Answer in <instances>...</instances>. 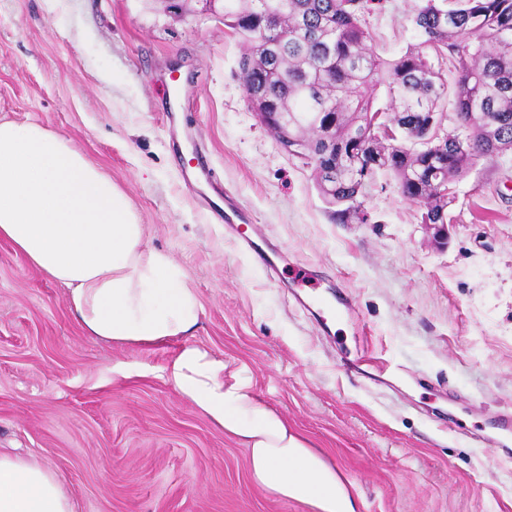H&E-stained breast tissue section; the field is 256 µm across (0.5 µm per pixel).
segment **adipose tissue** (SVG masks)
Returning a JSON list of instances; mask_svg holds the SVG:
<instances>
[{
  "label": "adipose tissue",
  "instance_id": "1",
  "mask_svg": "<svg viewBox=\"0 0 512 512\" xmlns=\"http://www.w3.org/2000/svg\"><path fill=\"white\" fill-rule=\"evenodd\" d=\"M0 239L65 286L87 336L117 347L180 340L162 377L248 452L250 480L308 512H360L334 463L224 361L192 343L203 306L184 270L149 247L124 192L62 135L0 121ZM0 512H73L69 493L31 457L0 454Z\"/></svg>",
  "mask_w": 512,
  "mask_h": 512
}]
</instances>
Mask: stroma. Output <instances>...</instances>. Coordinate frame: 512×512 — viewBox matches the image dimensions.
I'll return each mask as SVG.
<instances>
[{
	"label": "stroma",
	"mask_w": 512,
	"mask_h": 512,
	"mask_svg": "<svg viewBox=\"0 0 512 512\" xmlns=\"http://www.w3.org/2000/svg\"><path fill=\"white\" fill-rule=\"evenodd\" d=\"M420 4L365 14L382 57L417 44ZM241 56L202 0H0V118L53 129L125 192L198 292L194 342L335 463L361 512H512L491 442L512 411V151L456 183L447 248L385 172L368 222L336 223L250 108ZM180 345L86 336L64 286L0 239V452L35 455L75 512H305L253 487L246 449L162 379ZM358 357L391 370L345 373Z\"/></svg>",
	"instance_id": "1"
}]
</instances>
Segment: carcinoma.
<instances>
[{
  "label": "carcinoma",
  "mask_w": 512,
  "mask_h": 512,
  "mask_svg": "<svg viewBox=\"0 0 512 512\" xmlns=\"http://www.w3.org/2000/svg\"><path fill=\"white\" fill-rule=\"evenodd\" d=\"M374 2L224 0V26L243 46L245 93L267 89L266 111L291 132L315 141V121L336 116L337 222L367 221L366 190L384 171L444 224L456 195L441 190L512 150V0H423L420 42L394 59L369 45L362 18ZM450 99L457 133L439 137L430 126Z\"/></svg>",
  "instance_id": "1"
}]
</instances>
